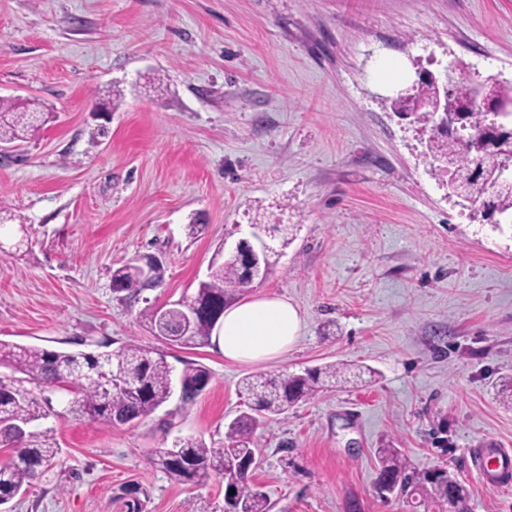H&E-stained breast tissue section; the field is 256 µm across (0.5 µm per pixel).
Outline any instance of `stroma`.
I'll list each match as a JSON object with an SVG mask.
<instances>
[{
  "instance_id": "1",
  "label": "stroma",
  "mask_w": 512,
  "mask_h": 512,
  "mask_svg": "<svg viewBox=\"0 0 512 512\" xmlns=\"http://www.w3.org/2000/svg\"><path fill=\"white\" fill-rule=\"evenodd\" d=\"M457 62L512 80V0H0V96L37 98V137L0 159V340L71 352L135 343L174 373L207 368L125 425L51 410L32 430L57 464L0 512H224V480L179 483L151 463L178 438L224 445L246 411L243 377L330 363L371 381L266 420L252 482L272 512H410L377 491L376 448H400L466 486L468 512H512L468 451L512 448V227L459 204L426 133L378 78ZM291 225L247 297L288 298L297 343L261 364L216 344L172 346L146 305L194 294L224 246ZM157 287L132 297L112 272L144 257ZM182 376L186 381V384L190 388L189 391H186L184 394L185 389V381L182 378H178L177 384L180 390V394L183 397V402H191L193 401L201 391L208 385L210 380V374L208 370L203 366H197V365H187L183 371ZM198 390V391H196Z\"/></svg>"
}]
</instances>
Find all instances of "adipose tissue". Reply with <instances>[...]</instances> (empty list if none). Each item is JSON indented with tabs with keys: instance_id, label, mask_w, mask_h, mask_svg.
<instances>
[{
	"instance_id": "1",
	"label": "adipose tissue",
	"mask_w": 512,
	"mask_h": 512,
	"mask_svg": "<svg viewBox=\"0 0 512 512\" xmlns=\"http://www.w3.org/2000/svg\"><path fill=\"white\" fill-rule=\"evenodd\" d=\"M302 323L299 309L287 299L260 296L225 310L216 342L225 359L267 362L288 352Z\"/></svg>"
}]
</instances>
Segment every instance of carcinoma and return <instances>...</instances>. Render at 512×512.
Instances as JSON below:
<instances>
[{
    "instance_id": "obj_1",
    "label": "carcinoma",
    "mask_w": 512,
    "mask_h": 512,
    "mask_svg": "<svg viewBox=\"0 0 512 512\" xmlns=\"http://www.w3.org/2000/svg\"><path fill=\"white\" fill-rule=\"evenodd\" d=\"M493 100L512 102V82L491 78L475 83L460 74L448 82V110H464L466 115L456 131L430 140L434 159L462 176L471 168H481L487 179L471 181L466 199L480 202L502 214H512V183L498 182L499 171L512 165V141L503 142L497 151L483 147L482 139L495 121L492 113L474 96L476 89ZM430 84L418 86L412 103L416 119L433 120L426 103L436 95ZM39 111L30 100L0 97V142L26 143L39 129ZM272 249L263 256L259 268L249 267L238 256L227 257L210 269L208 279L199 283L196 293L186 298L196 316L186 331L179 326L176 305L169 307L170 318L161 323V309L148 306L142 316L160 336L173 334L171 344L197 347L208 344L224 316L228 303L243 293L245 279L264 276L270 266ZM113 288L138 293L154 283L143 279L141 265L126 263L113 271ZM0 367L15 372L0 377V443L13 449L8 461L0 464V502L14 498L31 481L52 468L59 449L45 447L27 431L30 424L46 415L45 401L25 383L49 385L73 394L72 411L91 422L127 424L154 412L172 395V368L165 355L129 343L117 352L86 353L48 350L37 346L0 341ZM351 365L329 364L303 373L271 377L257 374L241 380V391L252 399L249 411L241 413L227 426L224 447L212 448L197 438H180L169 448H157L151 458L177 482L204 484L212 476L224 477L228 493L225 512H270L264 494L250 484L257 466L259 448L256 431L270 415H281L294 405L315 397L336 384L349 382ZM182 376L189 387L183 401L191 402L208 385L210 374L203 366L188 365ZM377 485L388 493L406 499L425 512H468V492L456 476L443 466L423 472L411 470L398 448L377 449ZM235 493H229V490Z\"/></svg>"
}]
</instances>
